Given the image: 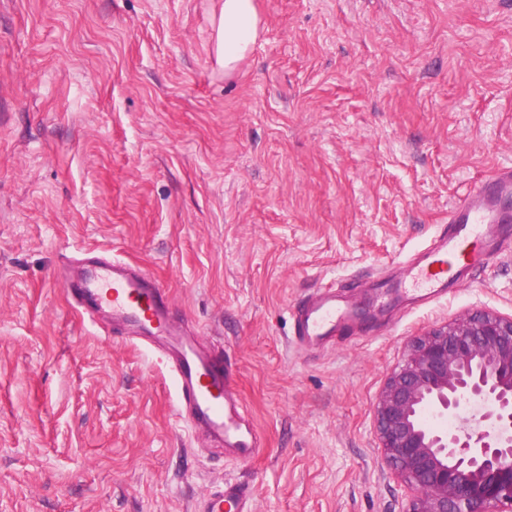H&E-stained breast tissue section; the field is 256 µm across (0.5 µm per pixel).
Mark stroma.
Listing matches in <instances>:
<instances>
[{"label": "stroma", "mask_w": 512, "mask_h": 512, "mask_svg": "<svg viewBox=\"0 0 512 512\" xmlns=\"http://www.w3.org/2000/svg\"><path fill=\"white\" fill-rule=\"evenodd\" d=\"M233 76L218 0H0V512H405L373 410L411 337L512 315V240L461 287L315 352L290 310L362 299L512 166V0H255ZM84 246L136 263L220 347L264 437L240 462L178 423L170 372L84 321ZM252 490L242 483L225 482L193 506L194 512H251Z\"/></svg>", "instance_id": "obj_1"}]
</instances>
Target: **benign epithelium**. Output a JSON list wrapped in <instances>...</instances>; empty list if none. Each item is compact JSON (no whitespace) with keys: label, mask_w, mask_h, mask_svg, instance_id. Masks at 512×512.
Masks as SVG:
<instances>
[{"label":"benign epithelium","mask_w":512,"mask_h":512,"mask_svg":"<svg viewBox=\"0 0 512 512\" xmlns=\"http://www.w3.org/2000/svg\"><path fill=\"white\" fill-rule=\"evenodd\" d=\"M477 403L453 431L428 422ZM405 512H512V315L477 311L410 339L374 406Z\"/></svg>","instance_id":"1"}]
</instances>
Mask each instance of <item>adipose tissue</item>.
Instances as JSON below:
<instances>
[{
  "label": "adipose tissue",
  "mask_w": 512,
  "mask_h": 512,
  "mask_svg": "<svg viewBox=\"0 0 512 512\" xmlns=\"http://www.w3.org/2000/svg\"><path fill=\"white\" fill-rule=\"evenodd\" d=\"M259 33L255 0H223L216 25L215 53L225 74L239 68L251 53Z\"/></svg>",
  "instance_id": "1"
}]
</instances>
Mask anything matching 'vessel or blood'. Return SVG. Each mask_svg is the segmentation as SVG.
<instances>
[{
	"label": "vessel or blood",
	"mask_w": 512,
	"mask_h": 512,
	"mask_svg": "<svg viewBox=\"0 0 512 512\" xmlns=\"http://www.w3.org/2000/svg\"><path fill=\"white\" fill-rule=\"evenodd\" d=\"M512 223V168L475 183L448 213V224L411 255L403 274L377 282L379 307L412 304L447 294L464 283L505 243ZM89 269L70 279L67 293L85 319L111 314L130 340L155 344L176 385L177 415L191 434L202 433L226 456L248 462L262 452L259 431L247 417L230 365L217 348H204L171 315L164 287L145 271L94 247L83 251ZM292 334L301 348L353 333L355 305L335 288H323L295 305ZM252 490L226 482L193 506V512H251Z\"/></svg>",
	"instance_id": "1"
}]
</instances>
